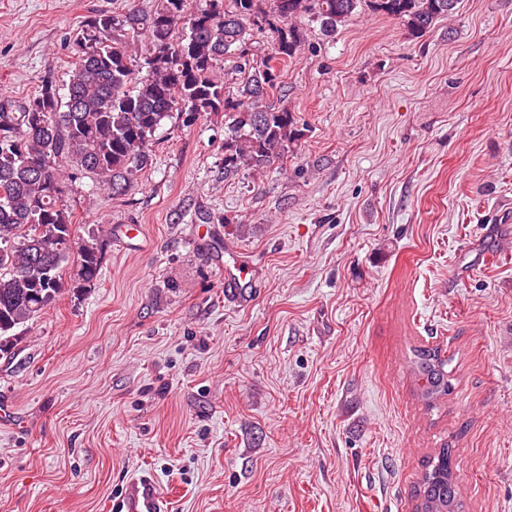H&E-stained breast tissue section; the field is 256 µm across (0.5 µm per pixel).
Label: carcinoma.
Returning <instances> with one entry per match:
<instances>
[{
    "instance_id": "carcinoma-1",
    "label": "carcinoma",
    "mask_w": 512,
    "mask_h": 512,
    "mask_svg": "<svg viewBox=\"0 0 512 512\" xmlns=\"http://www.w3.org/2000/svg\"><path fill=\"white\" fill-rule=\"evenodd\" d=\"M457 3L206 0L194 9L190 0H159L145 15L135 0H125L118 13L90 16L69 37L65 95L45 79L23 101H0V353L57 300L65 266H73L78 290L100 275L101 242L80 239L63 203L69 182L93 174L112 195L126 194L151 164L153 137L174 112L186 124L224 113V174L262 170L287 157L303 136L290 110L262 104L276 87V63L297 58L305 44L296 19L309 17L333 38L367 9L398 20L407 37L418 39ZM257 32L271 45L259 62L249 57ZM228 63L240 77L232 96L217 74ZM447 365L437 348L413 350V373L428 406L448 395ZM417 497L415 512H463L451 449L426 462Z\"/></svg>"
}]
</instances>
